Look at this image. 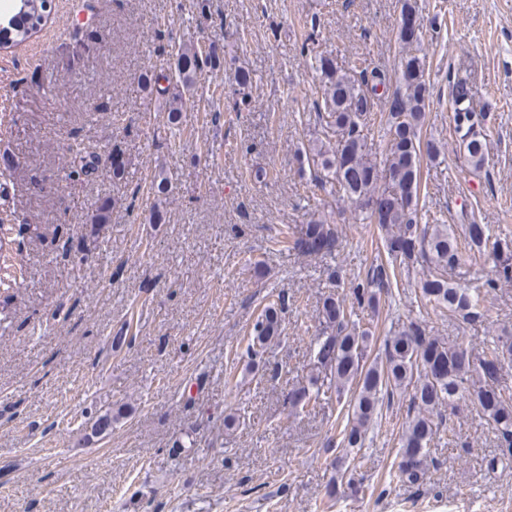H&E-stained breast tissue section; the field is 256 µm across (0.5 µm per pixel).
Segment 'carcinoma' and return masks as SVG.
<instances>
[{
	"label": "carcinoma",
	"instance_id": "carcinoma-1",
	"mask_svg": "<svg viewBox=\"0 0 512 512\" xmlns=\"http://www.w3.org/2000/svg\"><path fill=\"white\" fill-rule=\"evenodd\" d=\"M45 0H31V10L15 7L8 24L0 28V38L19 44L25 41L29 21L40 20ZM399 41L408 50L401 59L397 77L365 64L360 71L345 70L328 54L314 56L315 69L323 84L324 138H315L298 152L300 169L311 171L312 181L331 185L341 197L354 203L362 220L373 224L383 242L387 258H377L362 278L345 282L341 270L330 274L331 287L348 292L328 295L322 306L324 329L310 343L314 364L329 372L323 386L310 380V387L289 395V404L312 406L350 392L351 417L340 429V447L359 448L369 425L378 416L384 401L398 392L411 391L414 415L408 418L400 437L397 472L401 481L417 484L428 471L427 446L437 434L440 407L454 408L455 402L468 399L475 410L493 426L498 436L499 453L489 461L495 467L512 460V395L495 385L505 363L512 362V333L507 332L478 355L461 345L444 343L426 333L419 321L393 329L384 338L383 356L371 357L374 319L382 301L400 290L401 274L414 265L427 267L420 281L421 297L439 309H446L463 321L481 318L482 294L500 282H512V238L492 237L485 224H469L464 240H459L450 224L419 223L418 192L422 181L421 162L436 159L441 147L433 139L422 138L428 87L425 57L421 45L406 44L404 32ZM216 59L190 46L177 53L174 69L182 83L192 88L204 69L216 66ZM168 75L156 70L144 73L141 84L163 95L162 81ZM448 103L453 112L454 130L465 145L466 160L475 172L488 160L486 135L477 130L482 116L470 106L466 81L448 82ZM385 131L384 157H371L368 131L371 126ZM336 137V146L325 139ZM287 248L302 255L323 257L339 247L335 225L322 217L291 229L285 237ZM495 255L494 266L476 284L455 283L448 270L459 264L466 251L478 262L487 250ZM286 306L281 295L269 300L247 336V354L254 362L267 346L280 337ZM366 312L370 321L360 325L353 320ZM359 460L346 454L336 459L341 478L354 480Z\"/></svg>",
	"mask_w": 512,
	"mask_h": 512
}]
</instances>
